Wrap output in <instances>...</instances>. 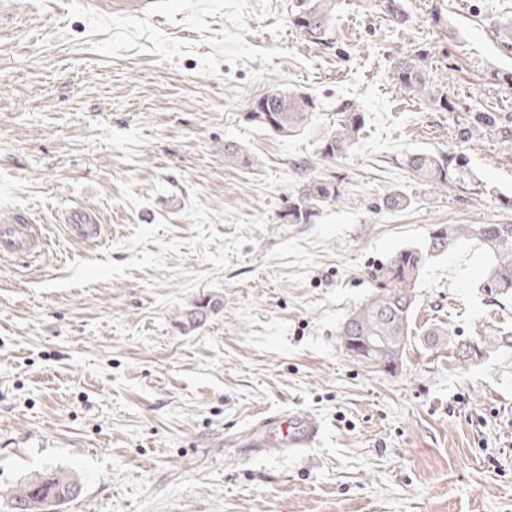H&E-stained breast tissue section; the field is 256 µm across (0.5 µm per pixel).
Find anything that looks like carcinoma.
Listing matches in <instances>:
<instances>
[{"label":"carcinoma","mask_w":512,"mask_h":512,"mask_svg":"<svg viewBox=\"0 0 512 512\" xmlns=\"http://www.w3.org/2000/svg\"><path fill=\"white\" fill-rule=\"evenodd\" d=\"M337 0H289L288 21L307 41L318 43L331 32ZM369 6L394 28L406 30L411 20L403 0H369ZM429 53L419 49L397 55L390 63V81L394 88L412 99H419L435 110L454 112L455 102L433 80L427 64ZM317 109L308 93L269 86L262 94L246 102L242 119L255 127L282 138L294 137L307 126ZM365 115L349 101L337 106L336 125L322 138L318 156L334 161L348 154L360 140ZM484 132L504 142H512V125L494 108L468 110L459 124L460 139ZM224 163L234 168L251 167L250 156L236 143H224ZM403 164L421 184L443 191L455 185L471 183L470 172L453 152H413ZM299 176L297 189L286 201L281 218L288 224H312L320 212L346 199L345 188L336 175L313 174V163L295 164ZM410 201L399 189L383 198L389 210H403ZM470 243L482 255L485 265L482 287L495 296L512 293V223L510 224H436L425 242L393 253L376 269L370 296L354 308L338 330L343 353L367 368L395 370L402 364L411 336L410 329L417 307L416 286L429 261L451 253L463 243ZM223 303L209 300L198 303L190 312V323H201ZM428 345L444 346L461 367H467L504 342L503 337L482 336L476 342L456 340L439 327L425 330ZM82 491L79 479L66 472L33 474L12 486L6 494L9 512H64Z\"/></svg>","instance_id":"obj_1"}]
</instances>
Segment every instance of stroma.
Listing matches in <instances>:
<instances>
[{
    "label": "stroma",
    "instance_id": "1",
    "mask_svg": "<svg viewBox=\"0 0 512 512\" xmlns=\"http://www.w3.org/2000/svg\"><path fill=\"white\" fill-rule=\"evenodd\" d=\"M165 4L103 18L0 0V211L35 213L51 242L45 262L0 264V512L51 470L82 481L67 512H512V346L462 369L421 338L512 332V295H486L473 247L425 267L396 370L337 339L369 270L433 225L512 223V147L458 136L466 108L512 113V0H405L404 31L339 0L322 44L288 0ZM420 47L459 111L395 91L392 56ZM272 84L316 99L298 136L243 122ZM344 99L365 114L326 165L347 203L281 223L294 162L316 159ZM228 141L253 168L225 166ZM448 150L475 184L435 191L402 164ZM390 188L411 205L385 209ZM70 204L99 214V246L66 234ZM210 298L223 309L189 328ZM301 411L322 421L314 446L244 447L259 419Z\"/></svg>",
    "mask_w": 512,
    "mask_h": 512
}]
</instances>
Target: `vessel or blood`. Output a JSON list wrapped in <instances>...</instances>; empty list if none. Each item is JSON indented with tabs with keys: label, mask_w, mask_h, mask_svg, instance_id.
<instances>
[{
	"label": "vessel or blood",
	"mask_w": 512,
	"mask_h": 512,
	"mask_svg": "<svg viewBox=\"0 0 512 512\" xmlns=\"http://www.w3.org/2000/svg\"><path fill=\"white\" fill-rule=\"evenodd\" d=\"M160 0H83L93 14L145 17L156 14ZM71 237L98 243L104 238V226L97 215L85 207L66 208L60 213ZM49 244L35 218L26 211L15 210L0 216V261H43ZM320 432V422L309 413H285L260 422L246 442L250 448H305Z\"/></svg>",
	"instance_id": "vessel-or-blood-1"
}]
</instances>
